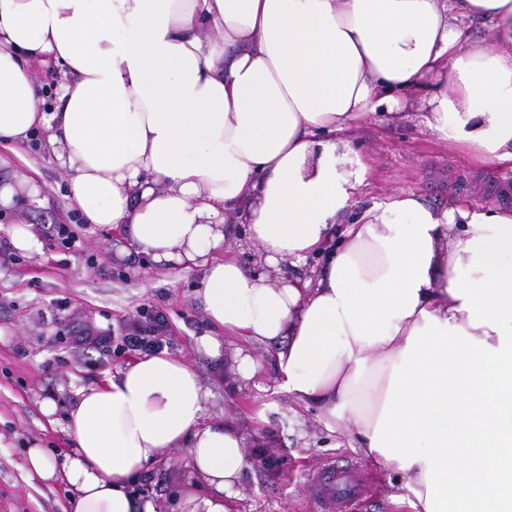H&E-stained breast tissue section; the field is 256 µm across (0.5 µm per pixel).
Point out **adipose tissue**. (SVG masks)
<instances>
[{
  "label": "adipose tissue",
  "instance_id": "1",
  "mask_svg": "<svg viewBox=\"0 0 512 512\" xmlns=\"http://www.w3.org/2000/svg\"><path fill=\"white\" fill-rule=\"evenodd\" d=\"M461 17L491 43L462 49ZM32 60L71 76L55 111ZM417 97L442 140L512 162V0H0V137L46 129L87 223L202 269L198 352L246 385L270 345L283 390L403 474L404 512H512V213L351 208L345 134ZM239 223L265 271L225 256ZM313 254L315 282L276 274ZM209 396L141 356L75 390L64 452L32 444L27 472L68 485L62 512H155L133 478L184 448L174 512H232L252 463L235 423L204 424Z\"/></svg>",
  "mask_w": 512,
  "mask_h": 512
}]
</instances>
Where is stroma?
I'll return each instance as SVG.
<instances>
[{
  "instance_id": "obj_1",
  "label": "stroma",
  "mask_w": 512,
  "mask_h": 512,
  "mask_svg": "<svg viewBox=\"0 0 512 512\" xmlns=\"http://www.w3.org/2000/svg\"><path fill=\"white\" fill-rule=\"evenodd\" d=\"M46 133L19 147L0 142V174L35 176L45 200L40 208H0V244H10L15 223L33 226L40 253L14 251L0 261V512H60L64 487L35 489L25 473L26 449L40 442L49 453L65 448L60 429L50 427L37 400L54 396L69 402L75 388L103 382L135 359L116 347L76 353L68 331L75 325L114 330L136 316L141 306L162 307L169 318L167 351L196 366L211 387L204 421L232 420L245 435L253 467L234 502L236 512H318L310 476L331 461L352 468L366 492L356 512H394L390 496L402 479L395 467H370L350 438L330 433L319 410L296 401L279 387L265 345L252 386L236 389L229 372L196 349L198 336L213 333L196 299L200 271L158 269L142 255L118 260L127 241L111 227L79 224L80 211L69 196L67 176L53 161ZM366 168L355 208L384 203L397 194L421 195L434 207L451 201L500 208L485 184L502 164L476 158L470 148L441 140L422 118L419 103L408 104L402 118L383 112L368 115L350 146ZM53 224L79 225L83 252L63 248L46 232ZM268 404L273 447H256L253 415ZM187 449L173 448L136 477L141 494L156 512H171L173 498L188 477Z\"/></svg>"
}]
</instances>
